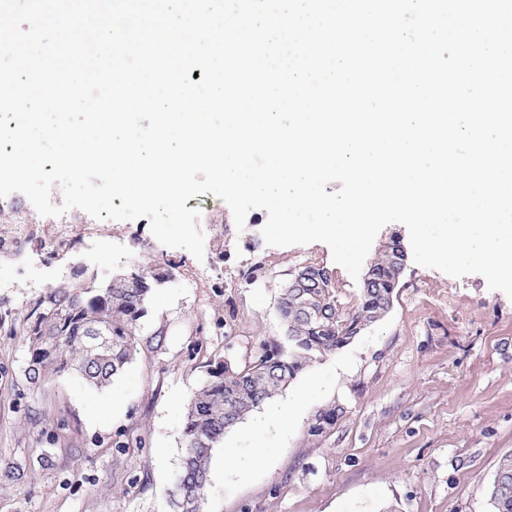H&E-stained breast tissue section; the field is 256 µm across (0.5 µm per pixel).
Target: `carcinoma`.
I'll list each match as a JSON object with an SVG mask.
<instances>
[{
    "mask_svg": "<svg viewBox=\"0 0 512 512\" xmlns=\"http://www.w3.org/2000/svg\"><path fill=\"white\" fill-rule=\"evenodd\" d=\"M398 241L379 249L367 271L375 286L362 289L347 306L338 299L336 275L308 259L313 275L295 287L283 286L278 312L286 325L288 349L263 341L254 358L242 364L215 359L186 408L183 428L185 454L172 489V512H202L212 451L224 434L254 409L285 390L315 360L350 344L364 326L387 312L396 285ZM138 275L113 274L104 280L62 281L31 303L24 317L28 341V377L36 382L64 371H75L90 386L102 388L131 362L137 352V326L147 313L150 290L167 270L152 265L135 268ZM103 331L96 336L94 332ZM344 408L322 411L309 428L321 437ZM494 512H512V454L498 462L488 489Z\"/></svg>",
    "mask_w": 512,
    "mask_h": 512,
    "instance_id": "cac0c4a2",
    "label": "carcinoma"
}]
</instances>
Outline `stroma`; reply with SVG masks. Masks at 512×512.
Returning a JSON list of instances; mask_svg holds the SVG:
<instances>
[{
	"instance_id": "35a3bbf8",
	"label": "stroma",
	"mask_w": 512,
	"mask_h": 512,
	"mask_svg": "<svg viewBox=\"0 0 512 512\" xmlns=\"http://www.w3.org/2000/svg\"><path fill=\"white\" fill-rule=\"evenodd\" d=\"M186 206L201 211L200 260L161 244L146 217L114 222L111 235L89 241L83 231L94 219L81 210L70 232L75 247L0 253L6 322L79 268L103 279L175 262L197 274L152 290L137 354L103 388L72 371L30 382L26 336L0 326V512H171L184 410L206 362H235L246 348L281 339V287L306 259L334 268L341 301L363 288L335 267L324 243L261 244L265 210H251L237 229L212 194ZM253 265L257 278L243 280ZM315 374L332 389L266 440V469L225 479L224 449L253 444L239 429L225 434L211 456L203 512H493L487 489L512 453L511 297L489 290L481 275L455 278L407 260L389 313L297 381ZM333 404L344 409L336 424L309 436Z\"/></svg>"
}]
</instances>
